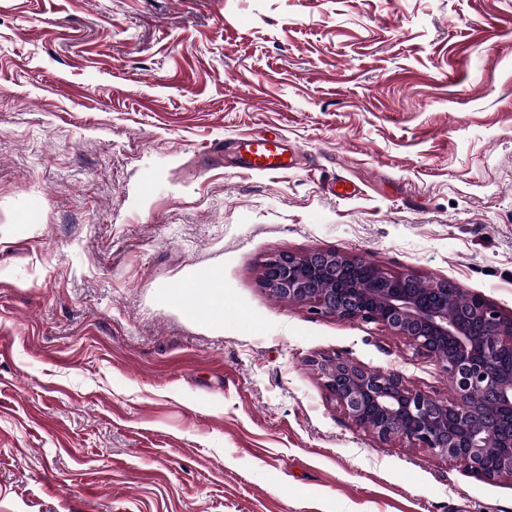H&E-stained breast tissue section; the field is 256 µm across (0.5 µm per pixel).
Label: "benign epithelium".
<instances>
[{
    "label": "benign epithelium",
    "instance_id": "obj_1",
    "mask_svg": "<svg viewBox=\"0 0 512 512\" xmlns=\"http://www.w3.org/2000/svg\"><path fill=\"white\" fill-rule=\"evenodd\" d=\"M332 287L324 289L318 283ZM262 285L317 314L362 319L404 338L436 360L455 397L438 400L395 374L344 358L319 363L323 386L354 423L378 439L406 440L487 480L512 475V317L482 298L455 305L448 280L419 288L418 277L387 276L336 252L280 255L264 266Z\"/></svg>",
    "mask_w": 512,
    "mask_h": 512
}]
</instances>
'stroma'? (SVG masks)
<instances>
[{
  "instance_id": "stroma-1",
  "label": "stroma",
  "mask_w": 512,
  "mask_h": 512,
  "mask_svg": "<svg viewBox=\"0 0 512 512\" xmlns=\"http://www.w3.org/2000/svg\"><path fill=\"white\" fill-rule=\"evenodd\" d=\"M257 133L296 168H241ZM316 250L512 316V0H0V512H512L325 390L342 357L454 396L262 287ZM190 283H183L175 294L185 307L187 314L193 319H210L213 315L224 317L223 280L213 275L208 282V291L205 297H198Z\"/></svg>"
}]
</instances>
